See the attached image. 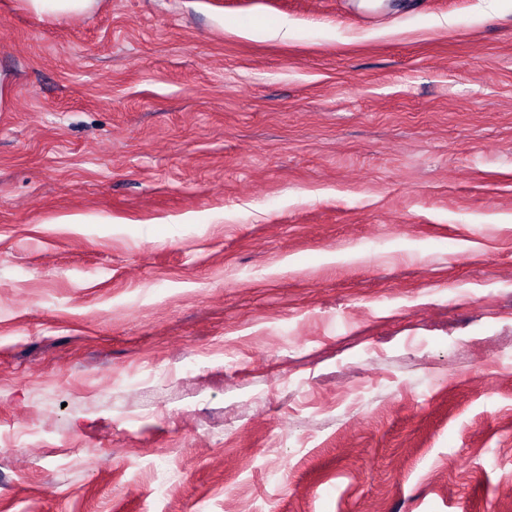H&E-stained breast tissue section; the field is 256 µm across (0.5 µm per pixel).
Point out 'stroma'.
<instances>
[{
  "mask_svg": "<svg viewBox=\"0 0 512 512\" xmlns=\"http://www.w3.org/2000/svg\"><path fill=\"white\" fill-rule=\"evenodd\" d=\"M396 2L0 0V512H512V0ZM99 0H20L21 7L38 17L81 16L93 10Z\"/></svg>",
  "mask_w": 512,
  "mask_h": 512,
  "instance_id": "35a3bbf8",
  "label": "stroma"
}]
</instances>
